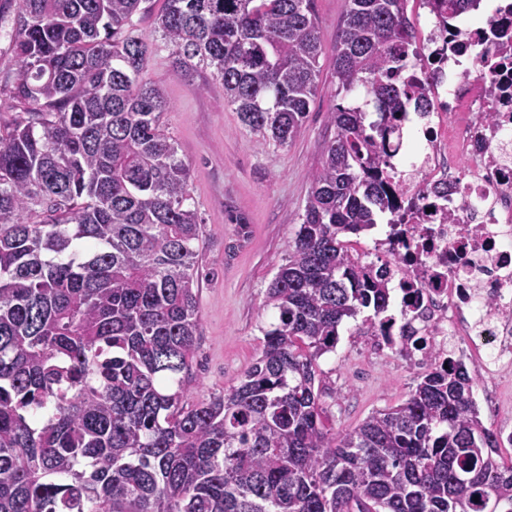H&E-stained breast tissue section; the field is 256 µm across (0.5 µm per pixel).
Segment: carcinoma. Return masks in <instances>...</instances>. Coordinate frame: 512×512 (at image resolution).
Returning a JSON list of instances; mask_svg holds the SVG:
<instances>
[{
    "label": "carcinoma",
    "instance_id": "obj_1",
    "mask_svg": "<svg viewBox=\"0 0 512 512\" xmlns=\"http://www.w3.org/2000/svg\"><path fill=\"white\" fill-rule=\"evenodd\" d=\"M150 0H17L0 122V512H512V461L493 457L463 365L403 402L325 429L317 360L390 288L348 236L392 213L376 144L411 103L391 81L420 56L410 0H345L332 78L372 97L329 112L335 135L267 288L275 321L240 383L191 396L202 219L190 165L144 78ZM480 0H426L447 15ZM313 0H163L154 31L190 75L210 70L241 122L284 146L318 89Z\"/></svg>",
    "mask_w": 512,
    "mask_h": 512
}]
</instances>
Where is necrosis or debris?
<instances>
[{
  "instance_id": "4bbe7bcc",
  "label": "necrosis or debris",
  "mask_w": 512,
  "mask_h": 512,
  "mask_svg": "<svg viewBox=\"0 0 512 512\" xmlns=\"http://www.w3.org/2000/svg\"><path fill=\"white\" fill-rule=\"evenodd\" d=\"M451 25L425 18L424 63L405 75L426 111L400 113L404 137L380 145L416 169L372 267L392 290L393 352L494 374L512 367V0Z\"/></svg>"
}]
</instances>
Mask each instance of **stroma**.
Returning <instances> with one entry per match:
<instances>
[{
    "label": "stroma",
    "mask_w": 512,
    "mask_h": 512,
    "mask_svg": "<svg viewBox=\"0 0 512 512\" xmlns=\"http://www.w3.org/2000/svg\"><path fill=\"white\" fill-rule=\"evenodd\" d=\"M345 0H315L323 53L318 91L301 134L281 146L244 126L224 100L209 72L187 77L173 65L170 47L154 36L152 15L135 17L139 34L154 41L147 80L170 104L162 116L166 132L191 166L192 202L203 220L199 285L201 338L193 365V395L206 399L236 386L258 357L261 329L273 320L266 291L288 256L310 191L311 173L319 166L333 131L327 114L333 105H361L364 88L346 95L332 79L336 40ZM244 225L231 223V216ZM363 318L345 320L334 352L318 361L317 383L330 432L342 433L373 412L397 405L415 389L430 366L375 347L364 332ZM493 393L496 409L482 415L484 426L512 427V371L479 374L476 399Z\"/></svg>",
    "instance_id": "obj_1"
}]
</instances>
